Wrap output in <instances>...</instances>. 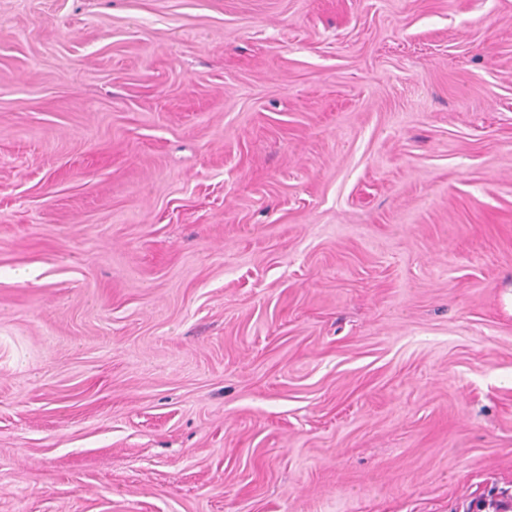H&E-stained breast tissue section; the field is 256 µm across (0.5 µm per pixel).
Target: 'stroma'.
<instances>
[{
	"instance_id": "35a3bbf8",
	"label": "stroma",
	"mask_w": 512,
	"mask_h": 512,
	"mask_svg": "<svg viewBox=\"0 0 512 512\" xmlns=\"http://www.w3.org/2000/svg\"><path fill=\"white\" fill-rule=\"evenodd\" d=\"M503 496L512 0H0V512Z\"/></svg>"
}]
</instances>
